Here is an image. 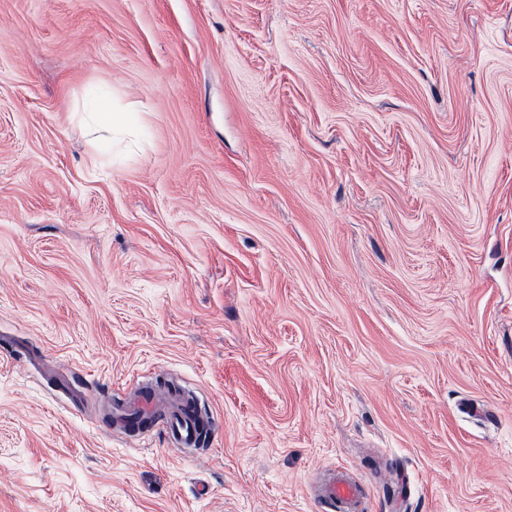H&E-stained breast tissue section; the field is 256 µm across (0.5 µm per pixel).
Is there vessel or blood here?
<instances>
[{
	"mask_svg": "<svg viewBox=\"0 0 512 512\" xmlns=\"http://www.w3.org/2000/svg\"><path fill=\"white\" fill-rule=\"evenodd\" d=\"M113 432L132 435L133 420L160 425L178 451L201 447L205 419L197 410L195 396L183 389L162 390L152 383L140 384L124 400L112 407ZM361 481L346 471L329 470L316 493L324 512H365Z\"/></svg>",
	"mask_w": 512,
	"mask_h": 512,
	"instance_id": "b4317fda",
	"label": "vessel or blood"
}]
</instances>
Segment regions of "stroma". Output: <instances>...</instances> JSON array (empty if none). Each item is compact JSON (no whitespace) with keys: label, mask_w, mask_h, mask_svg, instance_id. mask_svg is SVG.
Segmentation results:
<instances>
[{"label":"stroma","mask_w":512,"mask_h":512,"mask_svg":"<svg viewBox=\"0 0 512 512\" xmlns=\"http://www.w3.org/2000/svg\"><path fill=\"white\" fill-rule=\"evenodd\" d=\"M147 379L201 455L108 430ZM331 467L512 512V0H0V512H321Z\"/></svg>","instance_id":"35a3bbf8"}]
</instances>
